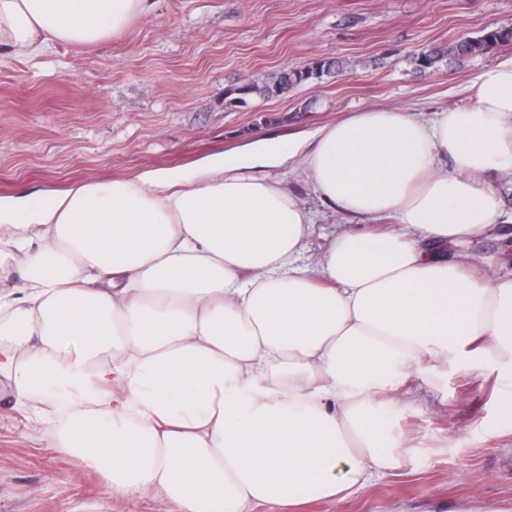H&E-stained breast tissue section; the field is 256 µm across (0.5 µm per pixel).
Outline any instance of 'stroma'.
Wrapping results in <instances>:
<instances>
[{"mask_svg": "<svg viewBox=\"0 0 512 512\" xmlns=\"http://www.w3.org/2000/svg\"><path fill=\"white\" fill-rule=\"evenodd\" d=\"M512 27V0H157L150 17L93 46L48 56L0 57V201L49 195L73 182L187 173L254 141L284 145L342 115L401 108L418 120L464 106L476 76L512 44L464 66L415 72L414 52L459 36ZM324 58L348 62L339 78L288 96L224 107V92ZM271 174L328 227L300 160ZM505 233L457 248L468 270L512 275ZM380 426L403 466L376 475L339 502L297 512H512V367L464 357L421 376L392 372ZM170 512L161 497L110 498L98 473L54 448L29 409L0 390V512Z\"/></svg>", "mask_w": 512, "mask_h": 512, "instance_id": "1", "label": "stroma"}]
</instances>
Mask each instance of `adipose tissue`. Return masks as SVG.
I'll return each instance as SVG.
<instances>
[{
    "instance_id": "obj_1",
    "label": "adipose tissue",
    "mask_w": 512,
    "mask_h": 512,
    "mask_svg": "<svg viewBox=\"0 0 512 512\" xmlns=\"http://www.w3.org/2000/svg\"><path fill=\"white\" fill-rule=\"evenodd\" d=\"M153 0H0V48L91 45ZM300 158L314 191L361 224L303 256L318 216L226 158L179 176L75 182L0 204V383L108 492L174 512L339 501L402 467L370 416L389 367L423 373L471 345L512 365V279L476 282L448 250L511 220L512 55L470 104L426 123L370 109L317 128ZM373 217L392 229L368 226Z\"/></svg>"
}]
</instances>
